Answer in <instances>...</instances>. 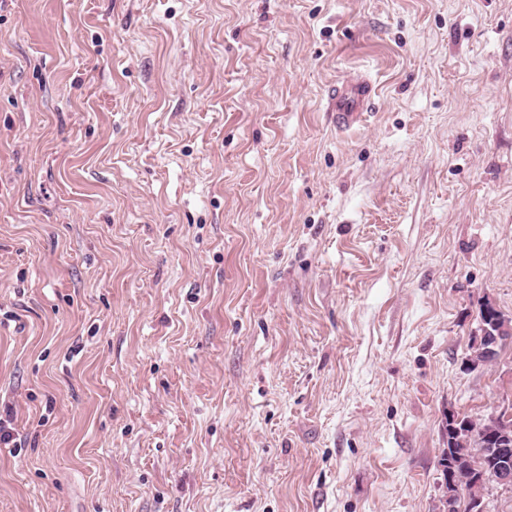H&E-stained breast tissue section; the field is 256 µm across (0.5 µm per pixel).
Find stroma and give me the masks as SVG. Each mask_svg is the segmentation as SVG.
<instances>
[{
	"mask_svg": "<svg viewBox=\"0 0 512 512\" xmlns=\"http://www.w3.org/2000/svg\"><path fill=\"white\" fill-rule=\"evenodd\" d=\"M487 302L512 0H0V512H439ZM373 92V86L366 81L336 87L333 103V117L340 128H350L360 122L363 106Z\"/></svg>",
	"mask_w": 512,
	"mask_h": 512,
	"instance_id": "stroma-1",
	"label": "stroma"
}]
</instances>
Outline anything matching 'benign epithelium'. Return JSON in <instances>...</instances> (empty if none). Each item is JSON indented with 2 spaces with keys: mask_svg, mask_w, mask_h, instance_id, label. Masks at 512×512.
<instances>
[{
  "mask_svg": "<svg viewBox=\"0 0 512 512\" xmlns=\"http://www.w3.org/2000/svg\"><path fill=\"white\" fill-rule=\"evenodd\" d=\"M507 321L493 305L484 308V315L479 318L475 330V342L472 353L466 359L471 369L485 364L496 355L499 337L506 331ZM466 423L455 413H448V449L440 463L443 476L445 496L442 512H491L490 502L482 491L470 494L457 481L459 455L454 448L455 437ZM480 438L487 441L476 464L472 465L473 483L477 487L496 484L504 489L512 488V461L509 460V449L512 448V412L501 413L488 417V424L480 431Z\"/></svg>",
  "mask_w": 512,
  "mask_h": 512,
  "instance_id": "obj_1",
  "label": "benign epithelium"
}]
</instances>
